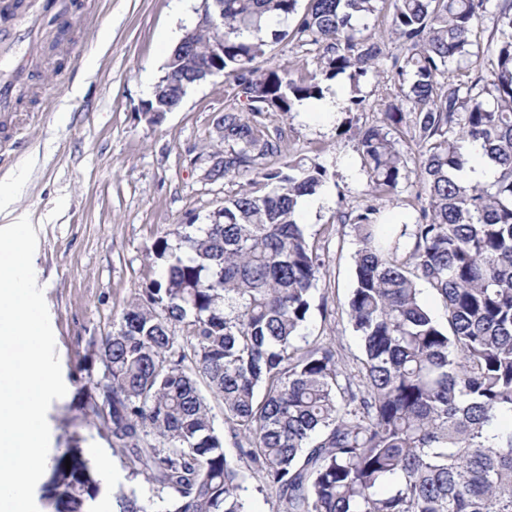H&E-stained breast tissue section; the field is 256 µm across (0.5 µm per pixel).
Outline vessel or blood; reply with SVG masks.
Returning <instances> with one entry per match:
<instances>
[{"label":"vessel or blood","mask_w":512,"mask_h":512,"mask_svg":"<svg viewBox=\"0 0 512 512\" xmlns=\"http://www.w3.org/2000/svg\"><path fill=\"white\" fill-rule=\"evenodd\" d=\"M61 7V0H0V112L13 110L29 77L42 39L39 18Z\"/></svg>","instance_id":"b4317fda"}]
</instances>
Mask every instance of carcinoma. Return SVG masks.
<instances>
[{
  "label": "carcinoma",
  "mask_w": 512,
  "mask_h": 512,
  "mask_svg": "<svg viewBox=\"0 0 512 512\" xmlns=\"http://www.w3.org/2000/svg\"><path fill=\"white\" fill-rule=\"evenodd\" d=\"M380 0H215L212 24L191 33L139 112L177 109L208 77L209 49L224 35V77L250 102L219 127L224 176L246 184L187 224L173 247L152 245L164 267L132 296L95 350L104 368L86 415L133 477L167 495L166 512H246L240 462L262 475L281 512H512V0H393L389 35L400 100L358 140L375 198L408 173L397 136L411 125L415 172L426 196L397 233L368 205L350 223L358 249L347 315L361 341L357 374L332 343L305 333L321 261L298 216L326 167L282 153L258 117L324 97L339 75L353 88L386 59L362 27ZM493 20L486 75L458 72L474 29ZM318 50L319 68L298 80L265 66L270 43ZM496 164L489 183L461 184L464 143ZM433 290L445 323L420 285ZM224 404L236 457L214 427L206 395ZM71 461L66 469L65 460ZM103 488L73 440L54 452L41 500L50 512H100ZM113 512H154L136 491Z\"/></svg>",
  "instance_id": "1"
}]
</instances>
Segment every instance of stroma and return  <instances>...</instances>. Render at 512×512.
Masks as SVG:
<instances>
[{"mask_svg": "<svg viewBox=\"0 0 512 512\" xmlns=\"http://www.w3.org/2000/svg\"><path fill=\"white\" fill-rule=\"evenodd\" d=\"M202 6V0H93L96 19L68 18L62 38L56 27L46 28L36 88L17 104L25 118L12 115L0 125V179L26 159L35 161L14 208L30 218L37 233L33 265L67 387L47 413L50 446L62 448L79 437L105 490L101 512H111L112 493L134 490L147 498L151 490L130 476L123 458L87 424L79 407L102 374L94 350L127 301L158 277L159 268L147 257L154 241L164 236L177 243L184 224L207 223L210 212L239 188L231 178H203L225 106L247 109L233 82L218 78L195 86L174 112L137 110ZM386 52L379 76L363 78L358 90L341 76L324 84L325 97L346 103L356 94L362 109L323 113L304 102L291 112L262 117L289 152L328 169L322 191L299 212L323 261L307 332L334 343L350 371L361 355L346 314L357 245L336 212L372 203L380 210L379 223L399 228L414 223L420 190L411 175L394 195L373 199L351 134L377 124L394 100L390 60L401 55L400 43L387 41Z\"/></svg>", "mask_w": 512, "mask_h": 512, "instance_id": "stroma-1", "label": "stroma"}]
</instances>
